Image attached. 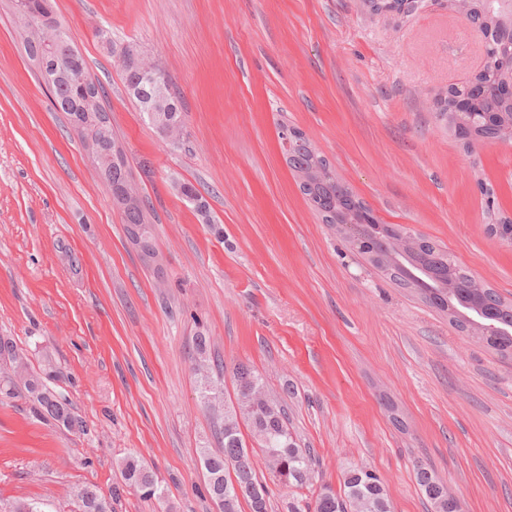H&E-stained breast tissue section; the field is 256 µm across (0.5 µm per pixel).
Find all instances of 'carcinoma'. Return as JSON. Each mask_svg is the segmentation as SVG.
I'll use <instances>...</instances> for the list:
<instances>
[{
	"label": "carcinoma",
	"instance_id": "carcinoma-1",
	"mask_svg": "<svg viewBox=\"0 0 512 512\" xmlns=\"http://www.w3.org/2000/svg\"><path fill=\"white\" fill-rule=\"evenodd\" d=\"M467 15L485 21L484 28L498 31L500 24L497 17L509 13L505 5L497 0H470ZM64 53L68 45L62 43L56 47L45 44L42 33L37 32L33 39L25 45L27 56L44 53L48 50ZM490 63L477 76L480 83L481 99L477 106L462 112L457 119L471 129L475 143L492 142L496 138V127L493 121L486 119L488 112L501 113L500 119L506 120L512 115V103L498 95V84L503 75L497 61L512 58V44L494 36L486 42ZM78 69L65 80L51 88L54 102L60 111L67 113L69 119L80 116V133L106 150L118 143L112 125L100 124L99 113L106 111L104 103L98 104L96 112H80L83 98V87L93 80L85 77L86 63L82 55H77ZM122 79L128 94L139 107L144 121L159 130L175 120H183L180 98L171 92L168 80L162 81L167 97L147 95L139 90L141 79L138 71L132 68L122 70ZM288 166L295 177L306 182L302 192L311 203L313 211L324 224H332L338 228L343 238L353 250L366 260L386 278L402 288H410L420 293L438 310L445 312L450 308L467 314L471 310L466 289L463 285L470 280L471 272L459 265L456 260L437 243L420 238V243L409 249V256L401 259L397 265L391 264V255L396 253V242L407 230L392 224H365L361 214L362 205L352 191L342 187L333 180L320 176L318 166L327 164V160L317 151L305 137L292 144L291 149L284 150ZM93 160L101 171H110L112 183L121 184L129 178L128 167L111 168L109 161L94 155ZM112 204L121 211L126 224H140L152 229L149 224L146 206H128L118 199ZM425 269L432 276L424 282L412 278L411 271ZM443 281L458 284L453 296H448L440 288L435 277ZM0 357L13 364V376L0 381V393L11 396L17 385L21 384L32 398L34 412L43 418H50L69 431L83 430V421L75 415L68 399L61 393L49 388L38 373L29 370L27 358L20 353L12 342L0 338ZM201 375V401L208 406L212 400L208 395L215 393L220 386L211 372L197 367ZM236 387L262 386L261 376L250 366L240 363L233 369ZM246 422L252 436L262 438L261 450L277 457L280 470L275 475L277 484L289 492L300 490L312 485L303 474L315 472V458L311 450L303 448L297 442L296 435L291 431L284 408L278 403L272 407L250 408L243 405L241 417L231 413L224 417V428L220 431L223 448L218 453L202 451L203 466L220 476L219 483L207 484V493L215 500L222 496L231 503L230 512H238L240 502L249 504L251 512H268L270 508V492L266 484L260 482L256 475L255 462L249 458L245 442L240 437V422ZM234 462L231 468L228 463ZM121 473L125 484L140 493L141 497L151 500L164 499V493L155 480L152 472L139 458L126 457L121 463ZM417 482L432 512H448V498L437 493L439 479L435 472L425 464L416 467ZM87 502L83 503L84 512H99L103 506L112 512V504L94 485L83 487ZM314 507L310 511L301 508L300 501L294 497L287 502L288 512H391V500L386 483L374 471L364 472L357 467L348 469L343 477V491L337 493L327 485L321 487L313 500Z\"/></svg>",
	"mask_w": 512,
	"mask_h": 512
}]
</instances>
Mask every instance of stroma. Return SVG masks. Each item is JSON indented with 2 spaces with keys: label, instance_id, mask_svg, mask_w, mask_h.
<instances>
[{
  "label": "stroma",
  "instance_id": "35a3bbf8",
  "mask_svg": "<svg viewBox=\"0 0 512 512\" xmlns=\"http://www.w3.org/2000/svg\"><path fill=\"white\" fill-rule=\"evenodd\" d=\"M105 91L146 201L161 272L129 243L120 211L24 52L0 0V337L84 430L0 395V512L30 500L74 512L97 486L112 512H215L201 449L223 408L204 410L197 332L243 362L286 406L319 482L352 467L386 482L393 512H430L424 461L462 512H512V359L459 332L414 290L373 269L306 204L280 148L300 129L379 222L442 246L512 302V145L467 151L430 102L476 69L481 44L442 0L404 17L366 0H53ZM133 42L168 75L185 112L179 147L143 122L110 45ZM207 199L203 224L176 190ZM496 213L488 215L482 185ZM142 458L164 501L125 485Z\"/></svg>",
  "mask_w": 512,
  "mask_h": 512
}]
</instances>
